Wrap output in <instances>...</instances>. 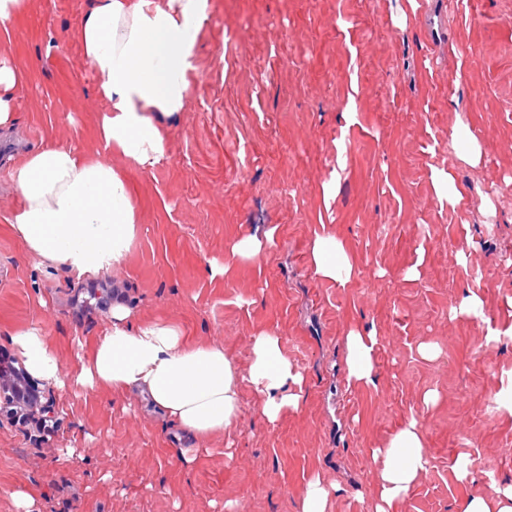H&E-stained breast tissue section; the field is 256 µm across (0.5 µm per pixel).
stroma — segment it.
Returning a JSON list of instances; mask_svg holds the SVG:
<instances>
[{"label":"stroma","instance_id":"obj_1","mask_svg":"<svg viewBox=\"0 0 512 512\" xmlns=\"http://www.w3.org/2000/svg\"><path fill=\"white\" fill-rule=\"evenodd\" d=\"M210 4L199 80L167 123L168 160L150 173L100 142L105 104L80 43L89 0H25L0 39V55L27 74L16 123L0 133V358L20 361L11 335L35 326L72 373L120 296L136 320L181 325L243 370L255 333L274 330L305 374L301 407L272 425L243 391L229 435L186 466L192 440L141 391L41 383L38 422L0 417V512H19V491L37 512H299L314 474L335 486L334 512H373L371 451L412 415L431 467L401 512H456L466 496L512 484L500 394L512 339L487 334L512 325V0ZM461 126L482 146L479 165L459 157ZM45 141L101 157L130 184L139 232L100 281L48 268L7 223L22 203L9 159ZM437 170L453 174L462 207L440 203ZM323 223L359 270L347 286L311 265ZM270 229L268 256L211 278L210 260ZM471 291L486 322L450 312ZM356 327L379 340L367 387L347 384L344 338ZM461 463L472 481L457 479Z\"/></svg>","mask_w":512,"mask_h":512}]
</instances>
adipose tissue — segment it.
I'll use <instances>...</instances> for the list:
<instances>
[{
  "mask_svg": "<svg viewBox=\"0 0 512 512\" xmlns=\"http://www.w3.org/2000/svg\"><path fill=\"white\" fill-rule=\"evenodd\" d=\"M209 8L210 0H93L82 19V49L107 105L99 126L103 147L141 171L169 157L165 121L189 103L197 33ZM9 177L22 197L9 224L32 256L83 278L107 274L129 252L138 211L123 174L100 158L74 145L48 143L15 159ZM272 243L269 234L242 237L224 260L210 261L209 272L226 276L238 261L265 257ZM310 261L317 276L343 286L356 274L343 243L325 231L314 234ZM12 340L28 373L61 383L58 358L39 328L17 331ZM345 348L348 385L374 384L375 332L349 331ZM71 382L118 393L145 389L166 418L202 442L229 433L245 387L269 423L298 411L305 376L273 331L253 336L243 370L222 347L190 342L166 320L134 321L130 308L116 302L109 326L80 356ZM371 455L380 465L374 512H400L430 464L418 420H405Z\"/></svg>",
  "mask_w": 512,
  "mask_h": 512,
  "instance_id": "adipose-tissue-1",
  "label": "adipose tissue"
}]
</instances>
